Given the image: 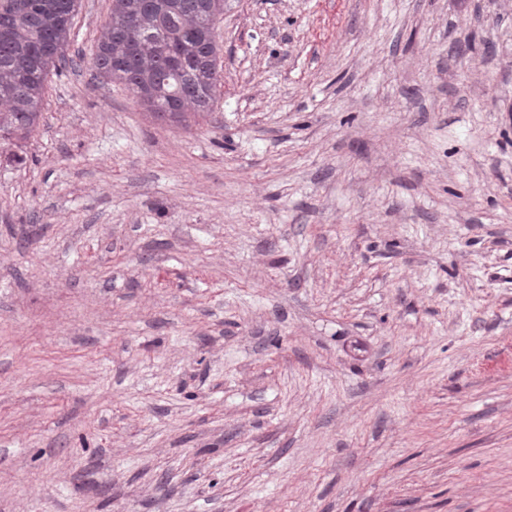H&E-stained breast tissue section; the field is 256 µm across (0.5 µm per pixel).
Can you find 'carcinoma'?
Instances as JSON below:
<instances>
[{
  "label": "carcinoma",
  "mask_w": 512,
  "mask_h": 512,
  "mask_svg": "<svg viewBox=\"0 0 512 512\" xmlns=\"http://www.w3.org/2000/svg\"><path fill=\"white\" fill-rule=\"evenodd\" d=\"M78 0H0V144L18 149L39 126L47 77L74 64ZM221 0H112L88 60L93 78L133 90L160 118L211 111L220 84Z\"/></svg>",
  "instance_id": "carcinoma-1"
}]
</instances>
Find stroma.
<instances>
[{
  "mask_svg": "<svg viewBox=\"0 0 512 512\" xmlns=\"http://www.w3.org/2000/svg\"><path fill=\"white\" fill-rule=\"evenodd\" d=\"M216 32L197 123L82 66L0 145V512H512V0Z\"/></svg>",
  "mask_w": 512,
  "mask_h": 512,
  "instance_id": "obj_1",
  "label": "stroma"
}]
</instances>
